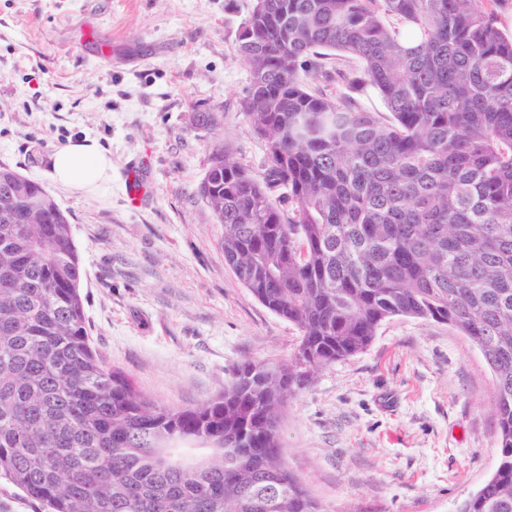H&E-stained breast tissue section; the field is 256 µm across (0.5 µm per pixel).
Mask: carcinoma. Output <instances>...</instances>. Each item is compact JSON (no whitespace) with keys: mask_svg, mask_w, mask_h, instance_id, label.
I'll list each match as a JSON object with an SVG mask.
<instances>
[{"mask_svg":"<svg viewBox=\"0 0 512 512\" xmlns=\"http://www.w3.org/2000/svg\"><path fill=\"white\" fill-rule=\"evenodd\" d=\"M503 0H264L237 42L243 109L269 166L217 140L200 193L224 260L292 323V357L247 360L224 393L160 404L90 346L68 217L0 164V476L43 512H325L289 469L288 398L364 351L379 324H448L495 378L500 453L456 512H512V33ZM391 118L314 91L320 59ZM216 133L219 108L194 109ZM39 199L23 223L12 186ZM288 202V210L282 203Z\"/></svg>","mask_w":512,"mask_h":512,"instance_id":"obj_1","label":"carcinoma"}]
</instances>
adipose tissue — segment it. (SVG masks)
I'll return each instance as SVG.
<instances>
[{
	"mask_svg": "<svg viewBox=\"0 0 512 512\" xmlns=\"http://www.w3.org/2000/svg\"><path fill=\"white\" fill-rule=\"evenodd\" d=\"M51 177L60 187L96 194L112 180L111 154L94 139L67 143L53 153Z\"/></svg>",
	"mask_w": 512,
	"mask_h": 512,
	"instance_id": "ef3b65f1",
	"label": "adipose tissue"
}]
</instances>
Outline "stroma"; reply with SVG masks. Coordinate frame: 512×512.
<instances>
[{
    "mask_svg": "<svg viewBox=\"0 0 512 512\" xmlns=\"http://www.w3.org/2000/svg\"><path fill=\"white\" fill-rule=\"evenodd\" d=\"M253 0H0V163L39 182L69 216L84 269L92 347L159 403L224 391L235 366L279 363L297 328L264 307L224 261V231L199 185L211 134L194 106L220 107L224 144L254 177L268 167L242 108L236 52ZM329 60L317 86L353 94ZM99 140L112 182L96 196L59 187L52 155ZM146 183L130 206L126 173ZM493 375L474 343L433 321H382L371 345L321 371L280 421L289 469L327 512H455L499 450Z\"/></svg>",
    "mask_w": 512,
    "mask_h": 512,
    "instance_id": "1",
    "label": "stroma"
}]
</instances>
